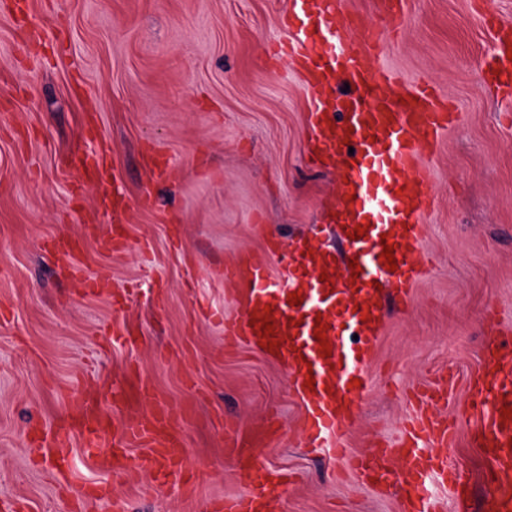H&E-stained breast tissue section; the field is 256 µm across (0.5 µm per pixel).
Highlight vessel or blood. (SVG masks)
<instances>
[{"mask_svg":"<svg viewBox=\"0 0 512 512\" xmlns=\"http://www.w3.org/2000/svg\"><path fill=\"white\" fill-rule=\"evenodd\" d=\"M342 0H291L284 20L288 40L273 58L290 64L308 91L307 157L312 165L336 174L341 197L330 220L346 246L335 255L318 235L289 242L273 240L270 255L228 269L224 279L241 286L239 309L224 320L227 342H244L266 352L288 375L304 411L296 427L308 452L345 460L363 481L400 483L405 499L400 512H430L429 487L458 486V473L445 451L456 439L454 427L439 420L434 408L447 399L451 386L439 382L418 395L413 417L399 446L379 445L355 453L346 440L353 424L356 400L370 387L365 364L377 340L387 296L407 301L423 279L432 257L422 245L421 216L434 201L433 173L423 159L454 120L434 90L407 86L386 69L380 58L385 32L380 26L346 18ZM486 72L504 91L512 90V22H500ZM75 194L105 180L104 168L81 160L74 165ZM366 233L355 237L357 226ZM392 247L396 271L383 259ZM357 259L351 270L349 259ZM301 304H292L293 295ZM272 331L262 334L263 324ZM324 340H316V328ZM482 395L468 409L480 425L471 440L490 463L491 492L481 512H512V348L490 342L479 374ZM144 416L114 424L116 399L104 411L85 399L76 418L41 436L48 448L63 446L80 433L87 446L110 440L112 452L99 455L96 466L113 474L129 463L128 449L146 448L137 466L163 481L173 474H191L181 445L179 426L189 417L186 407L156 398L137 385ZM244 494L230 496L214 512H272L277 498L288 493L286 474L262 467L256 459L239 466Z\"/></svg>","mask_w":512,"mask_h":512,"instance_id":"1","label":"vessel or blood"}]
</instances>
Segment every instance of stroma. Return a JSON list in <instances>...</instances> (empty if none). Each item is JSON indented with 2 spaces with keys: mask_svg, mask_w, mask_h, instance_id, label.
Returning a JSON list of instances; mask_svg holds the SVG:
<instances>
[{
  "mask_svg": "<svg viewBox=\"0 0 512 512\" xmlns=\"http://www.w3.org/2000/svg\"><path fill=\"white\" fill-rule=\"evenodd\" d=\"M0 9V500L26 512H70L60 490H86L82 512H207L243 493L225 426L250 431L276 418L256 449L262 464L295 482L274 512H400L398 486L362 485L343 463L312 456L296 429L302 413L282 368L257 348L228 347L219 315L235 313L226 268L266 257L270 235L291 238L326 221L336 175L306 160V93L299 76L273 67L289 0H18ZM383 28L381 60L409 83H428L455 120L426 160L435 202L423 216L434 259L407 304H393L368 361L369 391L350 446L396 443L416 389L450 377L437 414L459 431L448 463L479 512L490 484L470 435L471 384L493 331L512 334V99L484 79L494 43L485 13L512 19V0H404L392 18L383 0H343ZM52 35L38 57L17 47L19 18ZM112 144L108 167L133 206L128 246L107 253L111 225L94 199H70L64 160ZM168 163L147 174L141 152ZM151 193L153 206L135 202ZM79 241L88 278L80 292L46 242ZM127 299L115 309L113 296ZM140 342H113L112 329ZM142 376L161 399L191 406L184 449L193 489L155 484L130 470L104 477L74 437L70 471L31 446V429L71 413L86 390L108 397ZM109 482L111 497L93 495Z\"/></svg>",
  "mask_w": 512,
  "mask_h": 512,
  "instance_id": "obj_1",
  "label": "stroma"
}]
</instances>
